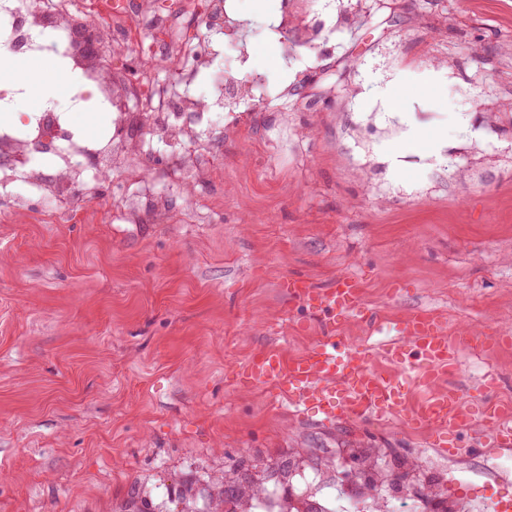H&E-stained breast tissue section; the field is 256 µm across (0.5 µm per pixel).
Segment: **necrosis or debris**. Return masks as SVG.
<instances>
[{
	"mask_svg": "<svg viewBox=\"0 0 512 512\" xmlns=\"http://www.w3.org/2000/svg\"><path fill=\"white\" fill-rule=\"evenodd\" d=\"M226 4L227 0H184L183 6L208 23L223 25L225 44L241 57L248 43L228 17ZM169 30L170 23L158 15L155 0H81L77 5L72 0L56 5L50 0H0V48L27 59H56L62 76L75 80L87 93L83 99L48 103L43 110L26 113L20 123H0V187L22 181L32 197L46 201L47 214L55 216L76 188L88 185L89 172L107 171L115 180H125L133 156H146L151 143L161 137L172 150L171 166L140 179L135 200H121L119 208L127 216L139 207L166 219L165 200L157 185L208 175L213 139L224 130L217 113L229 108V91L245 98L264 94L259 74L240 78L228 71L210 101L201 102L189 88L199 72L211 65L215 47L204 35L185 43L171 41ZM90 47L134 58L138 75L133 89L142 107L137 116L113 111V98L122 93L123 84L92 61L86 53ZM170 64L176 67L173 80L154 82L153 70ZM87 98L112 112L109 128L92 140L69 119L70 112L81 108ZM132 122L139 133L135 154L125 148L124 131ZM48 164L56 168V177L45 174ZM305 499L318 502L324 512H370L355 485L312 460L300 464L288 481L269 480L264 493L251 498L245 512H289L290 502ZM382 512H493V506L449 489L436 503L417 482L410 481L387 499Z\"/></svg>",
	"mask_w": 512,
	"mask_h": 512,
	"instance_id": "necrosis-or-debris-1",
	"label": "necrosis or debris"
}]
</instances>
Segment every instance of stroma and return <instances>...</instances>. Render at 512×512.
Listing matches in <instances>:
<instances>
[{"label":"stroma","mask_w":512,"mask_h":512,"mask_svg":"<svg viewBox=\"0 0 512 512\" xmlns=\"http://www.w3.org/2000/svg\"><path fill=\"white\" fill-rule=\"evenodd\" d=\"M279 3L233 0L264 27L250 55L270 97L241 101L214 177L160 185L169 222L113 220L97 177L68 218L0 212V512H121L137 485L168 508L186 480L289 448L423 452L463 496L512 498V470L449 462L433 427L293 415L234 375L321 336L292 276L354 274L385 317L512 325V0H293L295 27L321 34L272 67ZM375 85L427 132L393 162L404 128ZM491 370L490 403L512 401V343L463 353L447 383Z\"/></svg>","instance_id":"1"}]
</instances>
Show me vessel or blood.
<instances>
[{"label": "vessel or blood", "mask_w": 512, "mask_h": 512, "mask_svg": "<svg viewBox=\"0 0 512 512\" xmlns=\"http://www.w3.org/2000/svg\"><path fill=\"white\" fill-rule=\"evenodd\" d=\"M290 294L324 318V334L303 354L287 359L279 350L250 359L241 370L252 386H271L287 399L292 412L314 408L324 421L337 412H360L380 419L410 415L417 426H433L450 453H457L460 431L477 430L481 447H512V407L492 405L483 420H476L458 390L445 382L461 353L486 352L499 344L496 336H481L463 324L448 332L442 315L420 308L389 321L393 337L382 348L387 369L371 365L369 350L358 342L337 335L336 326L355 319L374 326L380 319L361 298L359 281L339 277L331 288L320 290L302 278L288 281ZM417 371L426 395L417 408H410L409 393L401 376Z\"/></svg>", "instance_id": "obj_1"}]
</instances>
